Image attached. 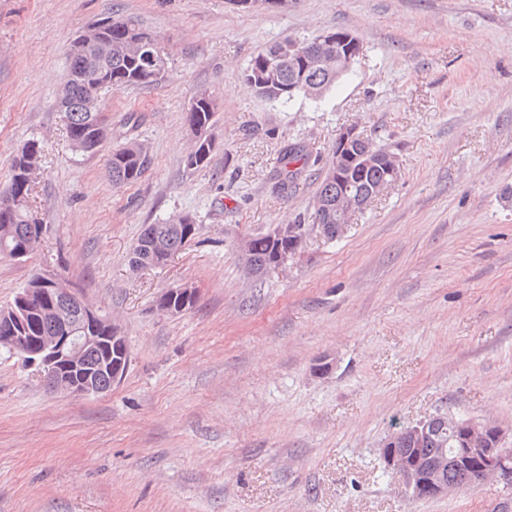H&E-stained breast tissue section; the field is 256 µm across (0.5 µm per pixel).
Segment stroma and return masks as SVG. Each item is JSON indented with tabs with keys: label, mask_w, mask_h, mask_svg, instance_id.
Returning a JSON list of instances; mask_svg holds the SVG:
<instances>
[{
	"label": "stroma",
	"mask_w": 512,
	"mask_h": 512,
	"mask_svg": "<svg viewBox=\"0 0 512 512\" xmlns=\"http://www.w3.org/2000/svg\"><path fill=\"white\" fill-rule=\"evenodd\" d=\"M158 35L169 72L103 93L112 131L150 164L113 187L68 143L58 93L72 41L101 18ZM344 28L364 52L315 101L243 81L266 46ZM216 98L209 164L187 168L196 90ZM394 153L400 176L334 241L255 278L240 238L308 221L339 132ZM40 245L0 259V307L37 273L77 284L130 354L108 392L72 396L0 349V512H512L489 480L416 499L387 472L396 427L492 421L512 448V0H0V187L29 140ZM309 168L274 190L284 144ZM194 214L166 265L131 270L143 227ZM191 286L175 315L165 291Z\"/></svg>",
	"instance_id": "35a3bbf8"
}]
</instances>
